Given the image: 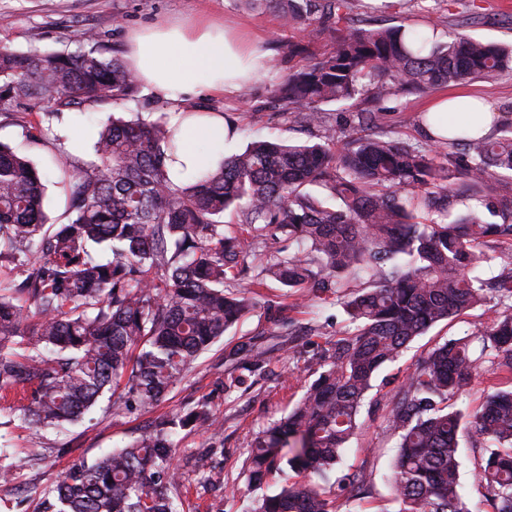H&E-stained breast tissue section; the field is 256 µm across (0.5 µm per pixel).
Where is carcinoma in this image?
I'll use <instances>...</instances> for the list:
<instances>
[{
	"instance_id": "1",
	"label": "carcinoma",
	"mask_w": 512,
	"mask_h": 512,
	"mask_svg": "<svg viewBox=\"0 0 512 512\" xmlns=\"http://www.w3.org/2000/svg\"><path fill=\"white\" fill-rule=\"evenodd\" d=\"M283 27L336 36L333 51L288 74L273 97L320 141H257L185 182L168 176L167 119L110 114L97 132V161L63 169L73 217L46 227L36 167L0 142V249L23 267L0 283V399L40 429L76 424L111 386L151 407L255 306L248 289L275 280L295 295L336 296L351 325L319 352L317 379L286 417L252 435L242 469L259 489L289 467L298 476L247 512H339L321 486L355 435L379 370L416 337L483 302L502 311L472 337L447 339L406 375L388 419L398 437L395 512H470L460 493L458 435L466 414L452 400L473 379L512 374V271L490 281L483 266H512V196L485 194L512 178V123L494 137L470 134L466 115L426 146L384 130V102L512 72V49L448 33L391 26L348 29L353 0H246ZM73 52L0 47L4 97L42 100L51 118L131 95L135 74L103 56L83 31ZM350 104L370 133L337 144L322 106ZM471 201L465 212L456 207ZM237 229L224 231V212ZM493 244L492 253L479 248ZM112 252L101 262L89 246ZM480 345L479 354L471 350ZM267 351L251 341L229 357L251 373ZM214 428L209 402L176 413L130 443L80 461L41 491L42 512H179L171 432ZM482 448L474 472L488 512H512V387L494 389L474 417Z\"/></svg>"
}]
</instances>
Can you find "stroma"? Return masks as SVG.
<instances>
[{
    "instance_id": "obj_1",
    "label": "stroma",
    "mask_w": 512,
    "mask_h": 512,
    "mask_svg": "<svg viewBox=\"0 0 512 512\" xmlns=\"http://www.w3.org/2000/svg\"><path fill=\"white\" fill-rule=\"evenodd\" d=\"M207 17L222 24L248 29L266 55L264 73L247 83L236 98L204 93L195 97L200 107L222 111L238 127V147L254 140L276 138L315 142L317 131L297 123L271 97L276 84L303 69L310 57L332 51L331 34L314 35L308 54L293 53L302 39L300 30L282 27L275 13L249 8L244 0H0V46L14 50L67 51L77 47L80 32H93L105 56L124 57L131 31L166 21ZM352 24L387 27L405 24L417 28L437 26L440 33L455 32L483 41L512 44V8H493L491 0H354ZM467 92L481 95L499 121H512V73L480 79ZM433 93L398 95L386 103L385 122L409 143H424L421 113ZM167 101L146 87L122 100L93 110H66L41 125L44 106L17 100L0 106V141L27 157L44 175L45 212L49 223L70 218L69 189L60 175L65 160H93L96 133L108 114L169 112ZM495 297L466 314L440 323L410 343L401 358L384 367L374 381L359 415V430L345 448L337 474L362 473L364 491L353 494L355 512H394L391 472L397 438L387 428L393 397L410 368L422 361L438 342L475 332L493 316ZM289 322L290 335L280 333ZM319 325V336L309 328ZM346 328V316L330 299L287 296L277 282L260 291L255 310L228 329L194 368L173 385L154 408L133 407L113 415L99 405L67 430L27 429L8 424V410L0 411V444L8 449L7 465L19 473L17 482L0 483V512H38L39 492L58 480L80 459H94L125 445L141 428L157 424L172 413L209 400L223 423L217 433L183 430L176 436L177 463L185 474L181 493L184 512H245L250 494L241 473L246 448L254 431L288 415L302 395L299 385H288L286 375L312 378L318 339H333ZM253 340L267 350V364L259 374L241 372L229 350ZM243 376L241 388L225 392L224 379ZM44 451L43 460L31 459L32 449ZM211 454L205 470L195 459L202 449Z\"/></svg>"
}]
</instances>
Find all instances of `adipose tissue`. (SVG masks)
I'll return each instance as SVG.
<instances>
[{
  "instance_id": "ef3b65f1",
  "label": "adipose tissue",
  "mask_w": 512,
  "mask_h": 512,
  "mask_svg": "<svg viewBox=\"0 0 512 512\" xmlns=\"http://www.w3.org/2000/svg\"><path fill=\"white\" fill-rule=\"evenodd\" d=\"M263 59L249 34L205 18L131 34L128 67L155 95L169 101L176 114L181 146L166 160L173 182L214 168L231 155L237 141L231 122L218 113L200 115L192 97L203 88L236 95L259 75Z\"/></svg>"
}]
</instances>
